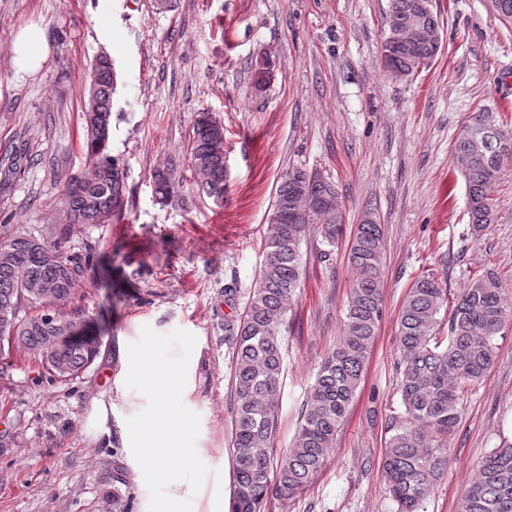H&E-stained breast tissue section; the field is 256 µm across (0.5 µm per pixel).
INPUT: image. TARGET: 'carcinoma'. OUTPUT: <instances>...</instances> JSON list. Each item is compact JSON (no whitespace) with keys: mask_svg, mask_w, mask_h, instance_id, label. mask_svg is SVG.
Returning a JSON list of instances; mask_svg holds the SVG:
<instances>
[{"mask_svg":"<svg viewBox=\"0 0 512 512\" xmlns=\"http://www.w3.org/2000/svg\"><path fill=\"white\" fill-rule=\"evenodd\" d=\"M391 39L412 26L442 30L431 0H389L386 15ZM442 41H413L387 57L391 69L413 76L431 64ZM269 63H255L258 92L270 83ZM115 72L112 59L95 57L82 112L87 168L70 178L61 194L70 224H110L124 217L128 197L124 168L111 154ZM484 127L475 138L467 128ZM512 136L484 108L472 113L454 142L467 190L469 224L474 233L497 219L494 185L511 156H500L498 136ZM7 172L25 171L26 152L3 158ZM195 184L215 203H224V125L212 113L197 112L190 148ZM158 203L166 204L179 181L168 170L153 180ZM330 179L303 167L280 176L264 240V261L243 318L224 325L234 345L233 472L229 512H267L271 500L300 494L322 470L336 434L359 392L367 362L385 313L382 225H357L347 248L354 273L343 334L324 359L308 390L293 441L280 464L273 445L281 391L282 329L299 288L301 243L316 227L330 257L346 233L343 212L329 205L338 196ZM81 257L58 242L35 237L0 239V356L20 350L38 359L52 377L67 381L97 358L101 334L94 318L71 308L84 278ZM494 273L474 275L448 305V289L432 271L420 275L406 292L397 318L398 393L401 411L388 418L383 479L397 512H420L422 503L448 468V437L459 419V405L497 358L496 336L512 320V307ZM35 310L18 315L23 306ZM458 512H512V443L502 441L478 465L476 480Z\"/></svg>","mask_w":512,"mask_h":512,"instance_id":"obj_1","label":"carcinoma"}]
</instances>
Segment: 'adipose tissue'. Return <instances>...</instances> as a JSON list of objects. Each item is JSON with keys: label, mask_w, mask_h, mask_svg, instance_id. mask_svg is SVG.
I'll use <instances>...</instances> for the list:
<instances>
[{"label": "adipose tissue", "mask_w": 512, "mask_h": 512, "mask_svg": "<svg viewBox=\"0 0 512 512\" xmlns=\"http://www.w3.org/2000/svg\"><path fill=\"white\" fill-rule=\"evenodd\" d=\"M11 53L16 74H37L50 55L41 26L31 23L19 29L12 40ZM179 391V380L166 376L162 386L163 401L154 417L141 424L136 435L140 461L157 482L169 481L178 465L195 459L200 453L185 437L189 419L175 400Z\"/></svg>", "instance_id": "adipose-tissue-1"}]
</instances>
